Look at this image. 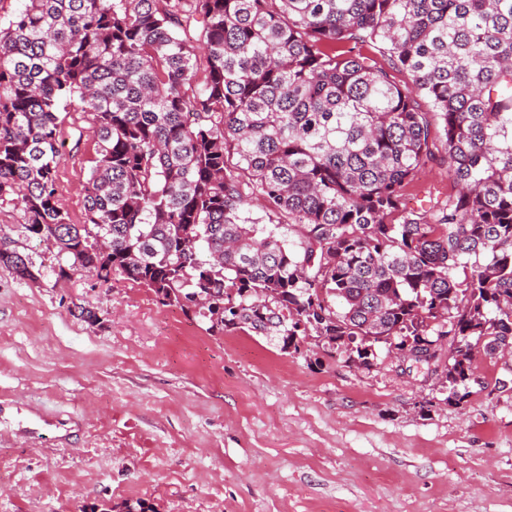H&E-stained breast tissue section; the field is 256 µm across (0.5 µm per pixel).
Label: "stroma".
I'll list each match as a JSON object with an SVG mask.
<instances>
[{
  "mask_svg": "<svg viewBox=\"0 0 512 512\" xmlns=\"http://www.w3.org/2000/svg\"><path fill=\"white\" fill-rule=\"evenodd\" d=\"M57 194L83 221L96 156L80 103L61 112ZM445 165L405 191L444 198ZM38 281L0 266V512H512V365L478 355L461 404L314 342L286 353L248 330L157 303L147 287L72 270L0 209ZM92 309L97 322L75 316Z\"/></svg>",
  "mask_w": 512,
  "mask_h": 512,
  "instance_id": "35a3bbf8",
  "label": "stroma"
}]
</instances>
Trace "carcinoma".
Masks as SVG:
<instances>
[{"label":"carcinoma","instance_id":"cac0c4a2","mask_svg":"<svg viewBox=\"0 0 512 512\" xmlns=\"http://www.w3.org/2000/svg\"><path fill=\"white\" fill-rule=\"evenodd\" d=\"M75 98L97 140L81 224L55 188ZM439 159L448 196L406 209ZM255 199L273 228L243 216ZM5 205L70 269L212 331L314 336L358 368L395 346L460 403L475 349L512 346V0H21L0 26ZM0 266L33 279L2 237Z\"/></svg>","mask_w":512,"mask_h":512}]
</instances>
